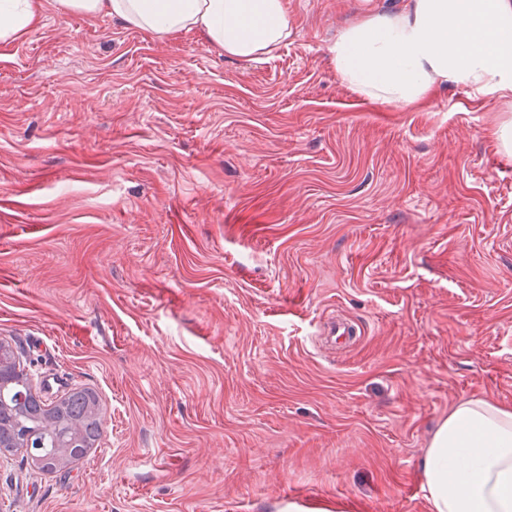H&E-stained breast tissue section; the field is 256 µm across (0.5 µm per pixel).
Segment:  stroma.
Returning a JSON list of instances; mask_svg holds the SVG:
<instances>
[{
  "label": "stroma",
  "instance_id": "35a3bbf8",
  "mask_svg": "<svg viewBox=\"0 0 512 512\" xmlns=\"http://www.w3.org/2000/svg\"><path fill=\"white\" fill-rule=\"evenodd\" d=\"M408 2L286 0L254 61L60 0L0 40V342L103 409L60 470L1 453L0 512H431L439 422L512 406V152L468 87L337 76Z\"/></svg>",
  "mask_w": 512,
  "mask_h": 512
}]
</instances>
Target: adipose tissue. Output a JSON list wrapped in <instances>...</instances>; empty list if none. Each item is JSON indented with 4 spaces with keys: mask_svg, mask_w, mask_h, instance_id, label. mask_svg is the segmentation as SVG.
<instances>
[{
    "mask_svg": "<svg viewBox=\"0 0 512 512\" xmlns=\"http://www.w3.org/2000/svg\"><path fill=\"white\" fill-rule=\"evenodd\" d=\"M158 35L194 30L251 60L290 36L285 0H64ZM34 0H0V40L32 27ZM347 86L405 107L442 83L465 85L512 109V0H413L393 16L346 28L329 49ZM432 512H512V407L459 401L434 432L421 468Z\"/></svg>",
    "mask_w": 512,
    "mask_h": 512,
    "instance_id": "obj_1",
    "label": "adipose tissue"
}]
</instances>
